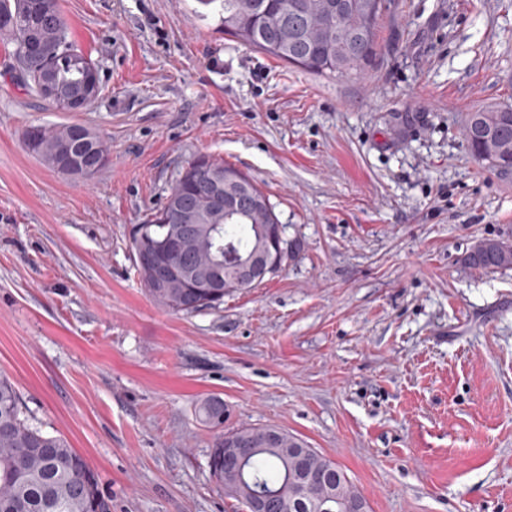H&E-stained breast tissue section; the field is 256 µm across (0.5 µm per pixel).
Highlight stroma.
<instances>
[{
	"label": "stroma",
	"mask_w": 512,
	"mask_h": 512,
	"mask_svg": "<svg viewBox=\"0 0 512 512\" xmlns=\"http://www.w3.org/2000/svg\"><path fill=\"white\" fill-rule=\"evenodd\" d=\"M98 67L85 112L28 90L0 40V373L64 435L112 512H244L211 475L197 407L335 461L370 512H512V172L476 162L468 113L512 108V0H391L347 77L226 35L197 0H59ZM103 137L94 178L28 153L30 125ZM208 156L269 196L292 251L216 309L168 312L130 237ZM463 262L471 269H511L512 243L495 237L478 239L465 255Z\"/></svg>",
	"instance_id": "stroma-1"
}]
</instances>
